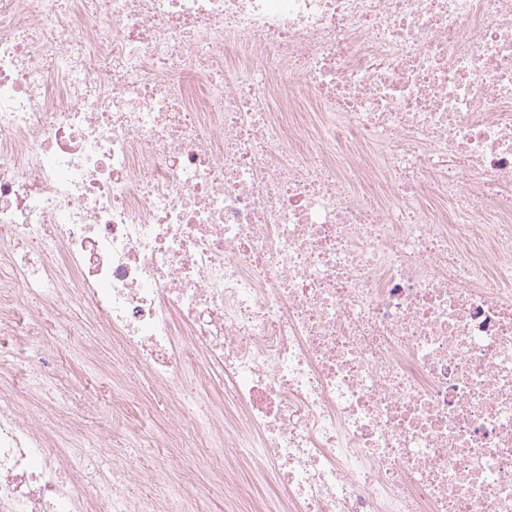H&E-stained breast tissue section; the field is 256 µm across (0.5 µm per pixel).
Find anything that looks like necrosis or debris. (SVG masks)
Instances as JSON below:
<instances>
[{
  "mask_svg": "<svg viewBox=\"0 0 512 512\" xmlns=\"http://www.w3.org/2000/svg\"><path fill=\"white\" fill-rule=\"evenodd\" d=\"M203 461L512 512V0H0V512H212Z\"/></svg>",
  "mask_w": 512,
  "mask_h": 512,
  "instance_id": "4bbe7bcc",
  "label": "necrosis or debris"
}]
</instances>
